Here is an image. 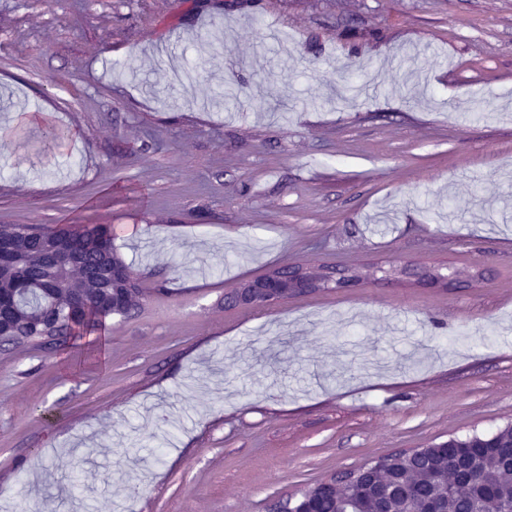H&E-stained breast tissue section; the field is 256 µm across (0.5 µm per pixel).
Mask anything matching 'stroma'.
I'll list each match as a JSON object with an SVG mask.
<instances>
[{
  "instance_id": "obj_1",
  "label": "stroma",
  "mask_w": 512,
  "mask_h": 512,
  "mask_svg": "<svg viewBox=\"0 0 512 512\" xmlns=\"http://www.w3.org/2000/svg\"><path fill=\"white\" fill-rule=\"evenodd\" d=\"M508 169L512 0H0V224L146 291L81 366L0 346V512H276L512 423ZM283 264L366 278L224 309Z\"/></svg>"
}]
</instances>
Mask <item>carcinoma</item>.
I'll return each instance as SVG.
<instances>
[{"instance_id": "1", "label": "carcinoma", "mask_w": 512, "mask_h": 512, "mask_svg": "<svg viewBox=\"0 0 512 512\" xmlns=\"http://www.w3.org/2000/svg\"><path fill=\"white\" fill-rule=\"evenodd\" d=\"M4 239L22 236L26 252L0 263V319L13 335L1 345H42L60 337L82 339L103 329L104 318L134 314L140 303L126 299L118 309L100 308L107 284L88 276L85 268L116 256L107 227L86 225L48 228L34 224H0ZM467 457L466 468L448 457L414 455L396 467L372 470L377 498L355 485L318 482L316 493L301 507L316 512H425L434 502L440 512H482L486 503L497 512H512V425L486 437L456 440Z\"/></svg>"}]
</instances>
